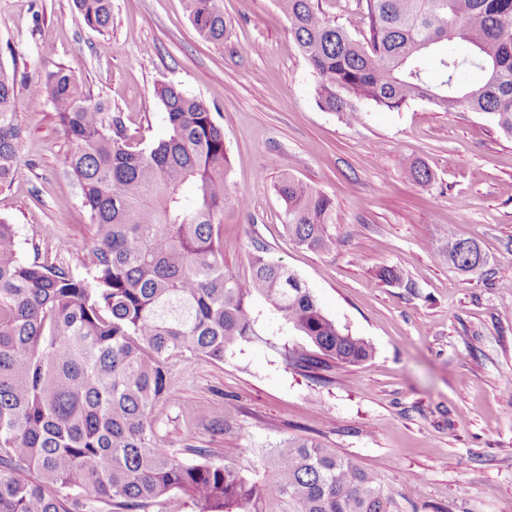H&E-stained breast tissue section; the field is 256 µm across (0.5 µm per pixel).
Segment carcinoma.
Wrapping results in <instances>:
<instances>
[{"instance_id": "1", "label": "carcinoma", "mask_w": 512, "mask_h": 512, "mask_svg": "<svg viewBox=\"0 0 512 512\" xmlns=\"http://www.w3.org/2000/svg\"><path fill=\"white\" fill-rule=\"evenodd\" d=\"M277 3L322 110L357 122L365 106L427 100L486 114L512 136V0H364L363 42L326 15L323 0ZM74 4L89 28L109 32L112 0ZM186 9L200 38L224 43L223 0H186ZM471 69L484 75L477 86L467 84ZM31 93L65 129L67 172L95 235L92 259L75 273L22 261L15 225L0 218V512H98L100 503L111 512H394L377 474L312 438L267 450L259 481L202 448L187 449L198 460L184 462L156 439L150 414L169 395L173 364L222 361L250 340L256 298L319 351L285 350L288 364H355L373 347L327 317L264 246L254 247L249 277L224 270V208L248 202L228 190L224 131L206 103L162 85L170 134L140 148L70 70L46 71ZM21 138L14 79L0 66V189L13 180ZM276 192L298 245L336 249L329 196L290 174ZM436 252L463 273L488 263L452 227Z\"/></svg>"}]
</instances>
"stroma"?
Segmentation results:
<instances>
[{"label":"stroma","mask_w":512,"mask_h":512,"mask_svg":"<svg viewBox=\"0 0 512 512\" xmlns=\"http://www.w3.org/2000/svg\"><path fill=\"white\" fill-rule=\"evenodd\" d=\"M112 3L102 36L73 0H0V66L14 77L23 130L0 217L15 224L21 259L77 271L94 239L65 172L69 140L31 85L70 68L148 146L169 134L157 91L172 82L209 105L224 129L230 192L249 201L224 210L226 271L247 277L263 244L374 349L357 364L287 365L283 348L313 346L254 300L256 337L223 361L173 368L151 415L158 441L183 461L202 448L251 476L266 449L311 436L378 474L399 512H512V136L483 114L423 100L368 108L356 123L323 111L276 0H224L231 26L220 44L196 34L183 0ZM413 162L433 171L432 184L407 177ZM286 173L333 199L335 250L289 238L274 189ZM451 224L486 266L464 275L437 256ZM384 266L401 281L381 280Z\"/></svg>","instance_id":"obj_1"}]
</instances>
